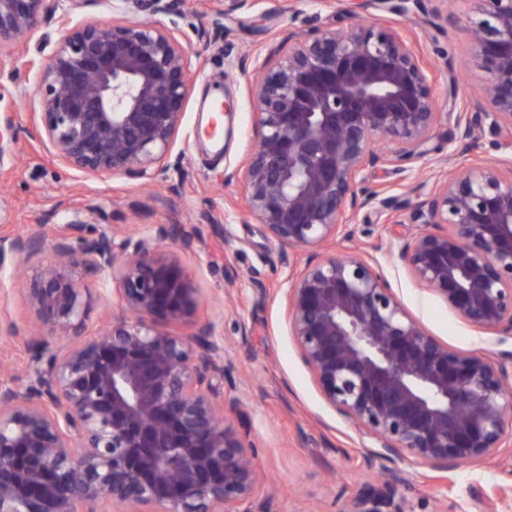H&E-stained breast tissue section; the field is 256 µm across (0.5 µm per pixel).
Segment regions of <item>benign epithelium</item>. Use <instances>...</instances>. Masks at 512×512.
<instances>
[{
  "label": "benign epithelium",
  "instance_id": "benign-epithelium-1",
  "mask_svg": "<svg viewBox=\"0 0 512 512\" xmlns=\"http://www.w3.org/2000/svg\"><path fill=\"white\" fill-rule=\"evenodd\" d=\"M62 36L41 75L30 134L89 175L166 178L194 85L205 31L159 21L181 0H113L122 20L75 24L89 0H69ZM411 0H356L409 12ZM446 21L473 43L483 96L439 111L427 71L402 30L385 23L293 32L271 46L252 86L255 146L226 178L243 184L256 233L279 249L289 286L283 315L321 399L371 440L379 478L343 512H407L396 487L408 463L446 474L493 464L512 479V353L460 352L407 310L376 261L327 249L356 211L391 209L358 192L368 169L401 171L429 154L441 118L448 144L489 128L512 152V0H468ZM57 12V0H0V55ZM12 116L0 158L15 152ZM429 229L394 236L413 279L468 324L512 338V171L472 162L412 201ZM175 243L173 247L165 242ZM199 238L179 224L84 235L74 219L0 235V264L39 259L24 289L31 325L0 321L26 345L23 385L0 379V512H273L253 445L219 399L232 370L208 299L182 256ZM50 258L44 260L42 256ZM110 275L121 315L87 328L89 275Z\"/></svg>",
  "mask_w": 512,
  "mask_h": 512
}]
</instances>
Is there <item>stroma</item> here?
<instances>
[{
  "mask_svg": "<svg viewBox=\"0 0 512 512\" xmlns=\"http://www.w3.org/2000/svg\"><path fill=\"white\" fill-rule=\"evenodd\" d=\"M437 7L436 0H419L407 14L378 9L374 16L413 40L439 102L448 99L452 70L458 73L459 97H479L481 80L472 48L460 31L436 17ZM350 22L348 0H247L229 16L219 14L213 0H191L182 10L181 28H205L218 49L192 63L198 77L176 145L179 171L169 183L151 187L124 175L85 176L56 161L26 134L39 82L37 71L28 69L26 62L38 47H53L60 36L56 24L43 25L12 55L0 58V65L19 74L17 93L0 102V109L13 110L20 129L15 156L0 161V232L39 224L51 236L77 211L91 231L102 224H179L200 238L196 253L185 255L183 266L205 295L223 307L215 316L217 333L235 366L232 379L224 383V395L245 403L234 423L248 430L257 463L276 485L275 512H343L348 495L376 472L364 462L366 438L321 401L299 362L279 297L260 296L254 287L258 281L273 289L285 287L288 271L277 247L255 235L254 220L241 199L242 185L231 173L254 145L250 89L260 66L258 52L269 48L277 35L340 28ZM217 96L233 102L234 132L213 145L205 136L213 120L205 107ZM449 130L448 122H440L433 151L408 164L404 172L366 173L365 188L394 200L392 216L404 235L417 230L410 215L415 191H430L452 168L473 161L495 165L505 157L488 131L449 151ZM385 224L377 209L358 211L350 236L337 238V252L371 254L408 311L450 348L512 351L511 340L468 325L439 296L417 285L399 261ZM228 270L236 276L230 289L224 282ZM24 286L12 263L0 266V315L21 324L28 319ZM498 481L497 472L483 465H461L445 478L412 467L398 495L409 512H435L441 501L453 502L463 512H512V495L496 492Z\"/></svg>",
  "mask_w": 512,
  "mask_h": 512,
  "instance_id": "obj_1",
  "label": "stroma"
}]
</instances>
